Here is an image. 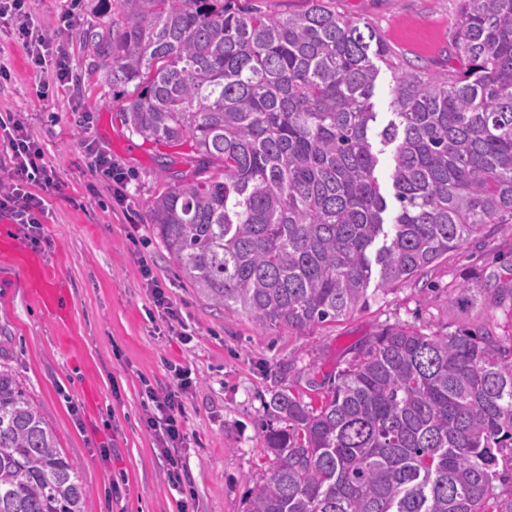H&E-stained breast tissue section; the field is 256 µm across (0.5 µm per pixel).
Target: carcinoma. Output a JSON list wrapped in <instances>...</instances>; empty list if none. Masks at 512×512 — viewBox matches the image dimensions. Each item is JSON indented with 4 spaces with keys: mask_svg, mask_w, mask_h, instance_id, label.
Returning a JSON list of instances; mask_svg holds the SVG:
<instances>
[{
    "mask_svg": "<svg viewBox=\"0 0 512 512\" xmlns=\"http://www.w3.org/2000/svg\"><path fill=\"white\" fill-rule=\"evenodd\" d=\"M269 17L224 0H112L91 71L128 95L162 162L149 205L180 277L261 329L345 318L512 215V0H459V68L425 72L372 28L306 0ZM379 60L394 74L389 207L371 142ZM505 324L383 328L318 402H264L273 465L247 512H512V277ZM88 491L38 406L0 369V512H84Z\"/></svg>",
    "mask_w": 512,
    "mask_h": 512,
    "instance_id": "carcinoma-1",
    "label": "carcinoma"
}]
</instances>
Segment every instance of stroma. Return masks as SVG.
<instances>
[{
  "mask_svg": "<svg viewBox=\"0 0 512 512\" xmlns=\"http://www.w3.org/2000/svg\"><path fill=\"white\" fill-rule=\"evenodd\" d=\"M459 0H329L331 7L368 24L399 55L431 72L459 65L454 35ZM74 10V26L58 32L57 18ZM43 33L55 40L73 80L52 100L37 96L52 70H32L23 51L0 36V114L26 118L61 190L50 199L42 244L26 226L0 215L23 250L52 267L69 290L66 320L42 308L21 270L0 261V364L8 367L55 430L59 447L89 488L85 512H177V495L164 476V459L146 427V387L168 385V363L189 366L184 400L191 512H244L245 500L268 472L263 446V401L288 366L286 385L306 387L344 366L351 351L386 325L415 324L453 331L488 323L483 302L449 294V282L486 285L512 266V226L494 225L433 264L422 276L370 292L351 316L291 332L262 331L243 314L214 307L177 275L149 221L148 205L160 184L162 156L176 147L142 142L121 121L123 96L102 75L79 37L109 19L101 0H32ZM89 112L81 124L74 104ZM109 155L129 176L127 200L86 168V145ZM180 308L185 344L158 314L143 268Z\"/></svg>",
  "mask_w": 512,
  "mask_h": 512,
  "instance_id": "35a3bbf8",
  "label": "stroma"
}]
</instances>
